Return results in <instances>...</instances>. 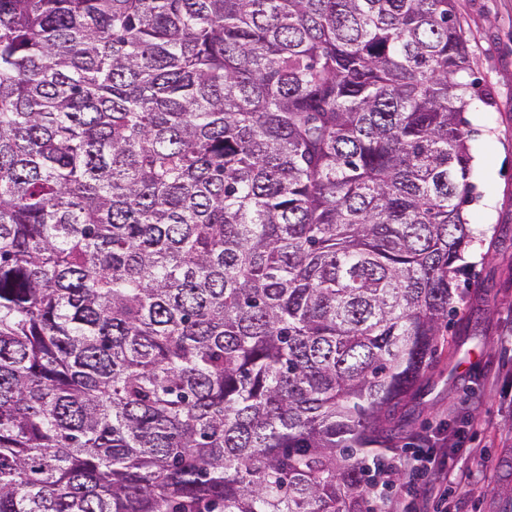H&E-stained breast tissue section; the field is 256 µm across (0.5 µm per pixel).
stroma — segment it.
<instances>
[{
    "label": "stroma",
    "mask_w": 512,
    "mask_h": 512,
    "mask_svg": "<svg viewBox=\"0 0 512 512\" xmlns=\"http://www.w3.org/2000/svg\"><path fill=\"white\" fill-rule=\"evenodd\" d=\"M472 60L470 78L489 102L462 114L473 156L470 223L486 228L456 281L458 314L400 435H462L449 462L484 467L472 485L449 489L442 512H512V0H457Z\"/></svg>",
    "instance_id": "stroma-1"
}]
</instances>
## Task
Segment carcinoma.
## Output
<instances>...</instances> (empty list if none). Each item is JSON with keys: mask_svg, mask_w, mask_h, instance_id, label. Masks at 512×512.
Segmentation results:
<instances>
[{"mask_svg": "<svg viewBox=\"0 0 512 512\" xmlns=\"http://www.w3.org/2000/svg\"><path fill=\"white\" fill-rule=\"evenodd\" d=\"M470 69L456 0H0V512H370Z\"/></svg>", "mask_w": 512, "mask_h": 512, "instance_id": "obj_1", "label": "carcinoma"}]
</instances>
